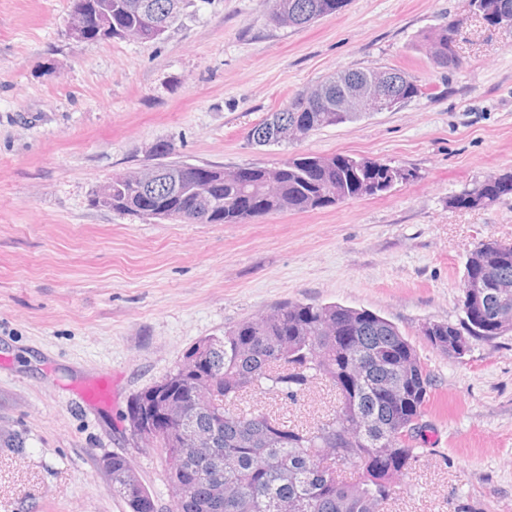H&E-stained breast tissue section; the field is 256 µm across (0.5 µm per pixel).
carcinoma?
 I'll return each mask as SVG.
<instances>
[{
    "label": "carcinoma",
    "instance_id": "cac0c4a2",
    "mask_svg": "<svg viewBox=\"0 0 512 512\" xmlns=\"http://www.w3.org/2000/svg\"><path fill=\"white\" fill-rule=\"evenodd\" d=\"M112 2V37H135L141 42L162 39L142 23L138 4L164 15L171 0H90L94 8ZM348 0H268L275 25L306 27L337 15ZM474 10L491 25L512 18V0H471ZM461 23L450 21L424 37L432 62L455 65V42ZM396 81L395 99L403 106L425 94L417 81L398 69L386 70ZM368 70L349 69L301 94L249 132L257 145L290 141L287 127L307 134L352 122L361 112L346 111L341 97ZM246 183L224 178L211 188L220 206L210 210L207 224H241L253 218L288 212H308L340 202L378 196L414 173L379 160L336 154L300 155L277 167L245 166ZM157 196L140 198L128 181L112 182V199L125 201V211L152 208L158 215L181 220L184 200L173 189L159 186ZM502 199L488 181L448 200L452 207L475 209ZM489 271L485 302L488 313L475 325L429 323L423 335L464 334L492 340L512 332V290L500 292L493 280L512 281V247L489 241L479 245ZM432 378L414 344L398 327L375 312L341 304L285 302L269 313L237 323L221 336L193 343L162 379L164 391L150 386L129 404L138 420L130 424L143 445L158 449L165 459H182L168 466L166 482L187 486L173 512H281L288 500L293 512H384L402 475L416 459L415 443L422 435L421 419L428 399L414 388L415 376ZM322 382L336 390L333 413L311 424L288 425L271 412L243 413L235 402L259 390L284 401ZM399 382L403 397L388 403L381 388ZM169 399L189 402L185 421L165 419ZM211 436L209 448H189L186 430ZM332 448L342 465L361 471L353 482L337 474L339 466L320 467L321 449ZM112 494L125 501L129 512H157L153 495L140 483L129 461L112 456Z\"/></svg>",
    "mask_w": 512,
    "mask_h": 512
}]
</instances>
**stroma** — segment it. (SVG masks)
<instances>
[{
  "label": "stroma",
  "mask_w": 512,
  "mask_h": 512,
  "mask_svg": "<svg viewBox=\"0 0 512 512\" xmlns=\"http://www.w3.org/2000/svg\"><path fill=\"white\" fill-rule=\"evenodd\" d=\"M265 0H193L156 42L79 41L68 0H0V512H128L104 457L125 456L170 512L166 461L125 415L130 399L206 336L284 301L339 303L391 321L431 377L425 442L388 512H512V333L459 359L422 329L462 318L465 262L512 244V198L449 197L512 169V26L470 0H348L305 28ZM459 19L453 70L421 48ZM399 69L421 98L393 112L258 146L249 130L346 69ZM188 164L274 167L351 154L412 171L380 196L243 224H183L94 206L152 145ZM291 424L332 413L249 393Z\"/></svg>",
  "instance_id": "obj_1"
}]
</instances>
